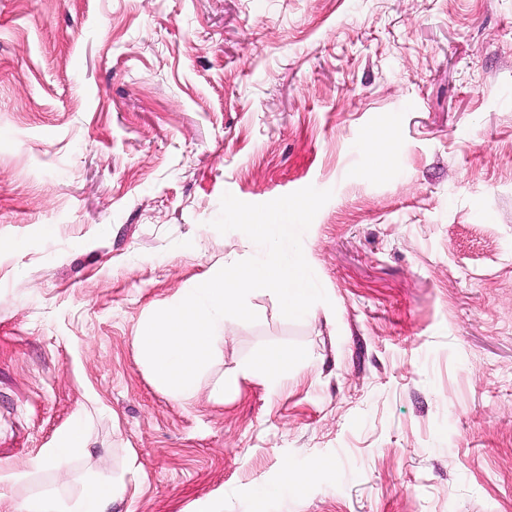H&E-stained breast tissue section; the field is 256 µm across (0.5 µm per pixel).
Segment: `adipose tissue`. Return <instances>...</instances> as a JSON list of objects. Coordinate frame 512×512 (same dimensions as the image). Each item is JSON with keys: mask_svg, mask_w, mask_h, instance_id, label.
<instances>
[{"mask_svg": "<svg viewBox=\"0 0 512 512\" xmlns=\"http://www.w3.org/2000/svg\"><path fill=\"white\" fill-rule=\"evenodd\" d=\"M306 362L303 352H286L277 348H266L258 352L238 374L227 375L220 381V389L232 391L239 377L261 379L268 390H277L288 376V368ZM87 453L83 422H75L60 435L54 448L48 449L43 466L54 471L70 470L78 458ZM127 489L126 477L94 479L88 482L72 506H65L51 495H35L19 502L17 512H107L110 505L122 501Z\"/></svg>", "mask_w": 512, "mask_h": 512, "instance_id": "adipose-tissue-1", "label": "adipose tissue"}]
</instances>
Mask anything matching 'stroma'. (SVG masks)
Returning a JSON list of instances; mask_svg holds the SVG:
<instances>
[{"label": "stroma", "mask_w": 512, "mask_h": 512, "mask_svg": "<svg viewBox=\"0 0 512 512\" xmlns=\"http://www.w3.org/2000/svg\"><path fill=\"white\" fill-rule=\"evenodd\" d=\"M309 185L331 312L252 292L175 400L140 322L258 254L224 192ZM131 465L112 512H512V0H0V512ZM306 356L301 351L288 353L277 348H265L258 352L244 367L233 375H225L220 381V391L230 392L237 387L238 378L258 377L268 390H277L288 378V367L303 365ZM87 453L84 424L81 421H76L60 435L55 447L48 449L40 465L57 472L69 471L75 461Z\"/></svg>", "instance_id": "35a3bbf8"}]
</instances>
